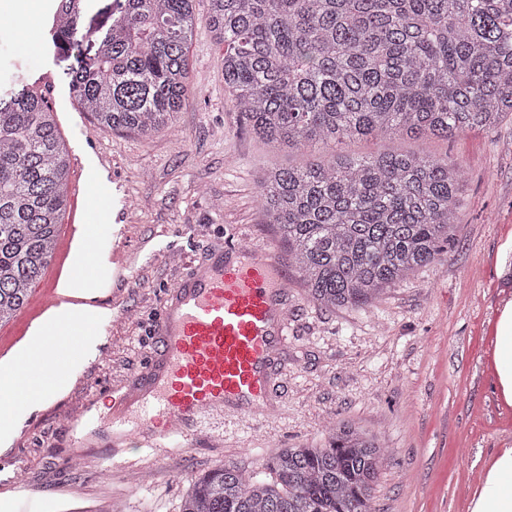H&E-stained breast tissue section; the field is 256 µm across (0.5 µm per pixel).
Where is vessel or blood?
Returning <instances> with one entry per match:
<instances>
[{"label":"vessel or blood","instance_id":"obj_1","mask_svg":"<svg viewBox=\"0 0 512 512\" xmlns=\"http://www.w3.org/2000/svg\"><path fill=\"white\" fill-rule=\"evenodd\" d=\"M287 280L274 251L239 244L215 249L190 265L160 301L157 348L128 388L107 392V411L98 395L87 396L76 422L87 431L79 447L97 436L117 452L109 471L122 468L120 447L130 441L157 449L198 434L203 418L266 408L269 365L288 340ZM91 323L66 334L47 328L38 342V361L22 380L0 372V402L14 403L16 386L54 399L53 364L86 356V339L98 335Z\"/></svg>","mask_w":512,"mask_h":512}]
</instances>
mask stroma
<instances>
[{
  "label": "stroma",
  "instance_id": "1",
  "mask_svg": "<svg viewBox=\"0 0 512 512\" xmlns=\"http://www.w3.org/2000/svg\"><path fill=\"white\" fill-rule=\"evenodd\" d=\"M27 24L0 9V87L11 75L41 89L36 65L53 63L67 83L70 58L51 44L50 0ZM224 47L198 24L190 47V90L176 125L149 135L97 133L74 99L56 103L60 135L71 155L70 207L50 265L26 306L0 325V359L10 357L48 311L77 252L75 230L85 205L80 165L92 139L111 144L121 184L112 225L132 286L113 293L115 271L97 297L110 309L101 340L81 366L87 386L126 383L152 355L162 294L191 262L239 243L274 250L288 279V343L270 366L271 419L211 420L191 447L147 456L128 449L126 468L99 477L108 444L86 448L81 464L67 457L77 432L71 414L83 391L60 395L24 420L31 435L17 447L16 492L0 495V512H179L195 478L221 464L245 474L282 448L320 445L330 422H354L377 435L385 459L374 486L377 512H469L492 460L512 448V406L494 375L495 327L512 300V116L498 128L450 140L350 139L351 155L376 152L449 154L465 169L462 206L449 248L365 310H329L313 303L257 196L263 171L294 165L296 149L254 137L224 93Z\"/></svg>",
  "mask_w": 512,
  "mask_h": 512
}]
</instances>
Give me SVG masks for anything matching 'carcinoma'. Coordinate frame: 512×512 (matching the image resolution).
I'll return each instance as SVG.
<instances>
[{"instance_id": "carcinoma-1", "label": "carcinoma", "mask_w": 512, "mask_h": 512, "mask_svg": "<svg viewBox=\"0 0 512 512\" xmlns=\"http://www.w3.org/2000/svg\"><path fill=\"white\" fill-rule=\"evenodd\" d=\"M200 0H123L111 24L59 0L55 49L102 132L174 126L188 96ZM224 44V91L253 134L303 151L267 170L260 207L310 298L364 308L446 252L462 162L448 154H343L345 139L451 138L512 113V0H206ZM326 153L323 160L312 152ZM71 160L46 97L21 79L0 92V322L23 308L55 247ZM384 460L350 422L320 448H283L246 476L197 477L180 512H376Z\"/></svg>"}]
</instances>
